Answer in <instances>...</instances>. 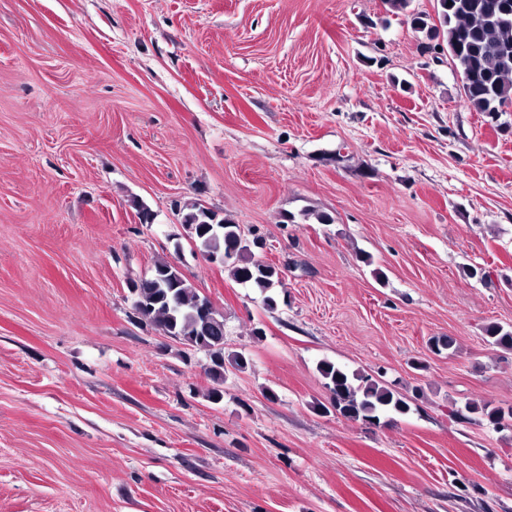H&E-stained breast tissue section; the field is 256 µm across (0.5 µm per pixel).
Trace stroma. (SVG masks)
<instances>
[{
    "instance_id": "stroma-1",
    "label": "stroma",
    "mask_w": 512,
    "mask_h": 512,
    "mask_svg": "<svg viewBox=\"0 0 512 512\" xmlns=\"http://www.w3.org/2000/svg\"><path fill=\"white\" fill-rule=\"evenodd\" d=\"M434 5L0 0V512H512V430L457 417L512 406V105L467 103ZM188 202L262 239L276 309ZM161 259L247 359L219 402L133 309ZM323 360L409 412H330Z\"/></svg>"
}]
</instances>
